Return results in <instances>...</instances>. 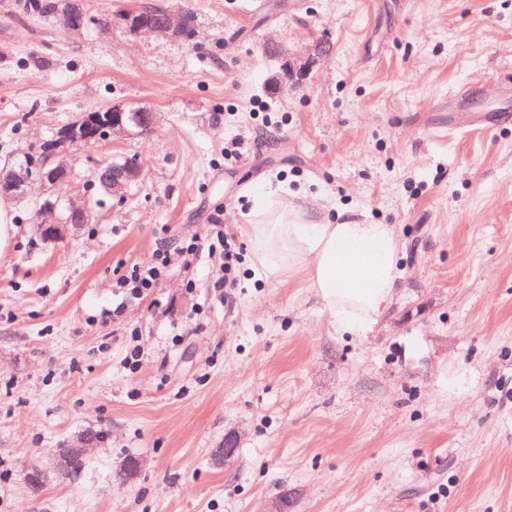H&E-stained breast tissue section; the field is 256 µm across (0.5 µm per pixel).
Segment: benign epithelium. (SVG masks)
Listing matches in <instances>:
<instances>
[{
    "mask_svg": "<svg viewBox=\"0 0 512 512\" xmlns=\"http://www.w3.org/2000/svg\"><path fill=\"white\" fill-rule=\"evenodd\" d=\"M57 19L62 28L70 33L81 34L90 28L99 30L109 28L106 21L92 17L75 8L71 2L56 11ZM124 32L137 35L141 32L151 33L159 38H187L191 33L190 19L185 14H177L164 10L159 17L151 22L146 21L138 11L127 12ZM329 42L318 40L306 49L305 53L290 55L287 52L271 46L268 51L283 59L282 74L271 79L270 84L279 88L282 83L299 80L305 77L312 67L331 53ZM107 117L98 118L95 113H85L80 119L64 127L60 139L64 146H81L96 143L100 140L119 137L144 136L151 134L157 125V113L151 109L134 108L128 104H114L105 109ZM49 169L38 175H29L22 169L0 170V198L19 197L26 193L32 182L40 183L41 196L35 200L36 206L53 197V193L67 181L68 164L60 158V153L53 154L45 162ZM103 165L99 164L93 171V178L100 179L101 187L110 195L121 198L131 184L142 176L139 162L129 157L112 159V174L99 176Z\"/></svg>",
    "mask_w": 512,
    "mask_h": 512,
    "instance_id": "obj_1",
    "label": "benign epithelium"
}]
</instances>
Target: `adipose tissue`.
I'll return each mask as SVG.
<instances>
[{"mask_svg": "<svg viewBox=\"0 0 512 512\" xmlns=\"http://www.w3.org/2000/svg\"><path fill=\"white\" fill-rule=\"evenodd\" d=\"M253 273L260 278L303 268L308 286L341 333L372 329L398 286L400 244L388 224L322 221L285 198L254 210Z\"/></svg>", "mask_w": 512, "mask_h": 512, "instance_id": "obj_1", "label": "adipose tissue"}]
</instances>
